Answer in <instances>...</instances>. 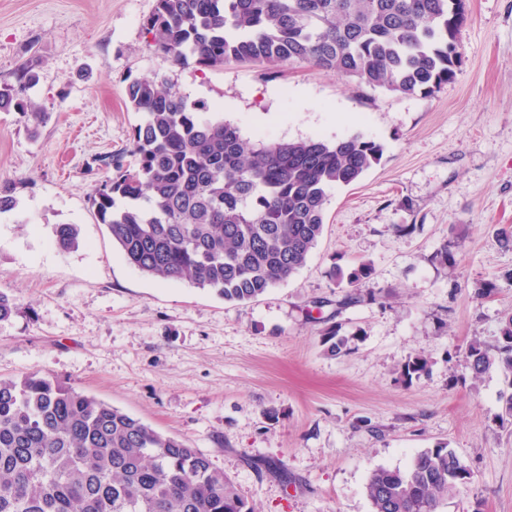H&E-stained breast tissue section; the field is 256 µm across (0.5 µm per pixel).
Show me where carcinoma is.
Segmentation results:
<instances>
[{
  "mask_svg": "<svg viewBox=\"0 0 512 512\" xmlns=\"http://www.w3.org/2000/svg\"><path fill=\"white\" fill-rule=\"evenodd\" d=\"M467 0H156L145 22L156 51L176 64L229 62L278 67L297 61L404 96L432 95L462 65L459 32ZM33 67L0 84V112L35 121L42 113L19 92ZM141 115L131 160L108 158L113 176L94 193L101 223L127 262L163 281H188L229 303H246L307 262L324 227L329 192L357 182L383 146L355 134L326 141L250 142L237 125L205 120L201 103L164 80L137 79L126 90ZM126 200L119 206L116 199ZM62 252L79 246L74 224L54 228ZM361 263L339 279L359 286ZM0 291V322L17 311ZM342 326L324 332L326 352L350 351ZM493 349L473 342L467 367L512 375V311ZM422 354L402 367L427 369ZM474 474L446 446L417 453L405 469L372 471L373 512H439ZM0 512H254L235 482L202 452L159 433L74 387L29 373L0 379Z\"/></svg>",
  "mask_w": 512,
  "mask_h": 512,
  "instance_id": "cac0c4a2",
  "label": "carcinoma"
}]
</instances>
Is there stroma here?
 <instances>
[{
  "label": "stroma",
  "mask_w": 512,
  "mask_h": 512,
  "mask_svg": "<svg viewBox=\"0 0 512 512\" xmlns=\"http://www.w3.org/2000/svg\"><path fill=\"white\" fill-rule=\"evenodd\" d=\"M156 0H0V84L34 61L32 125L0 112V378L36 372L179 437L230 476L256 512H372L378 467L453 448L472 484L440 512H512V381L473 378L471 341L497 346L512 308V0H468L463 63L430 96L374 90L295 62L269 70L173 63L144 27ZM161 76L244 138L360 134L380 162L332 189L306 265L255 301L227 303L127 263L91 197L131 147L129 81ZM58 224L79 246L60 252ZM414 232H406V225ZM455 242L454 266L437 252ZM370 263L372 299L344 304L335 266ZM495 282L490 299L476 283ZM341 325L349 353L326 354ZM423 353L425 373L401 368ZM54 243L62 252H68L79 246V232L76 225L59 224L54 228Z\"/></svg>",
  "instance_id": "1"
}]
</instances>
